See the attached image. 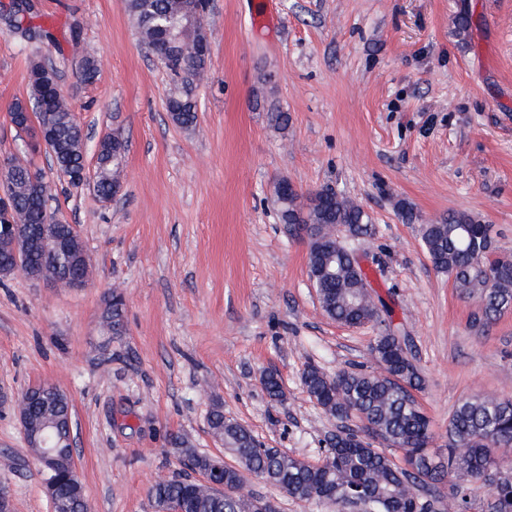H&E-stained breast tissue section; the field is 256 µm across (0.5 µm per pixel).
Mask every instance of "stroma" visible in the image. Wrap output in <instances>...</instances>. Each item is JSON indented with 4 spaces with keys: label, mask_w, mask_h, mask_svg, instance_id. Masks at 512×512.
I'll return each instance as SVG.
<instances>
[{
    "label": "stroma",
    "mask_w": 512,
    "mask_h": 512,
    "mask_svg": "<svg viewBox=\"0 0 512 512\" xmlns=\"http://www.w3.org/2000/svg\"><path fill=\"white\" fill-rule=\"evenodd\" d=\"M36 3L57 38L42 51L88 148L117 132L126 153L122 191L106 204L25 148L9 107L29 96L35 48L0 21V155L45 171L51 212L77 225L92 259L81 288L0 280V484L14 512H51L12 404L40 383L72 401L90 512H157L149 487L184 475L176 433L235 465L209 430L217 402L267 447L322 463L337 421L302 373L310 363L330 375L377 370L370 348L382 327L323 314L308 247L273 201L282 179L333 187L370 214L374 234L345 244L409 343L432 452L445 455L461 399H512V306L482 324L479 299L436 271L420 231L466 213L512 255V0H213L189 129L171 121L173 81L123 0ZM463 11L473 25L461 34ZM87 54L99 64L90 86L77 78ZM268 98L287 125L271 122ZM402 203L420 223L402 220ZM115 288L125 300L118 336L102 321ZM271 371L278 401L263 389Z\"/></svg>",
    "instance_id": "stroma-1"
}]
</instances>
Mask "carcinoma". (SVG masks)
<instances>
[{"label":"carcinoma","mask_w":512,"mask_h":512,"mask_svg":"<svg viewBox=\"0 0 512 512\" xmlns=\"http://www.w3.org/2000/svg\"><path fill=\"white\" fill-rule=\"evenodd\" d=\"M186 0H124L128 14L140 29V41L153 55L159 53L156 22L178 18ZM11 26L20 37L35 45L54 42L49 29L33 22L34 4L9 14ZM207 59L196 50V37L186 33L176 47V60L166 70L178 85V91L167 101L170 119L189 128L197 122L193 83L189 73L200 75ZM55 71L42 58L32 59L26 101L16 102L12 117H19L20 131L29 129L27 114L53 141L50 158L61 176L78 188L87 162L86 136L56 81L39 70ZM97 61L82 60L78 78L85 85L96 82ZM123 145L117 136H106L95 147L99 171L95 194L104 203L112 201L118 181L120 163L117 148ZM13 167L3 184L7 197V214L17 224H41L47 220L42 206L47 203L51 186L43 173L12 158ZM280 219L284 224H312L315 238L308 242L309 276L322 311L330 319L346 326H363L381 320L380 310L368 293V277L355 256L345 248L336 227L343 226L347 236H369L374 227L368 213L351 198L330 187L283 198L275 195ZM422 242L428 256L439 271L453 278L455 288L464 297L478 296L482 320L489 324L512 304V272L498 270L500 258L493 252L489 225L465 213H450L433 224L422 225ZM124 296L114 289L105 299L102 317L109 330L118 335L123 327ZM371 356L383 366L376 374L364 368H350L329 376L315 365L308 366L302 383L309 396L330 416L347 421L357 413L366 415L371 429L380 436L381 446L371 441L360 448L336 449L328 446L323 463L314 466L287 455L276 448H261L252 431L224 415L220 404L210 410L208 425L212 435L224 442L240 463V467L224 466V483L234 489L246 486L247 473H265L269 482L289 497L299 501L338 502L350 493H363L371 512H422L424 499L415 487L435 486L448 482V497L456 512H467L465 487L450 481L456 475L477 478L482 469L497 464L495 450L512 447V400L474 397L462 400L448 422V454L439 458L430 452L433 434L427 416L410 403L401 387L392 380L397 375L410 385L421 388L422 379L407 348L394 337L383 333L370 349ZM31 402L29 423L38 425V417L50 412L56 418V432L67 433L73 409L68 397L54 386L49 391H27ZM170 444L177 449L182 462L203 471L211 456L198 452L188 437L174 434ZM400 451L415 472L409 473L396 464L385 448ZM57 482L52 487L56 512H88V504L71 454L61 456L55 468ZM155 507L162 512L172 504H183V512H253L252 492L242 491L221 498L203 484H187L177 479L160 480L148 490ZM494 512H512V483L492 489Z\"/></svg>","instance_id":"carcinoma-1"}]
</instances>
